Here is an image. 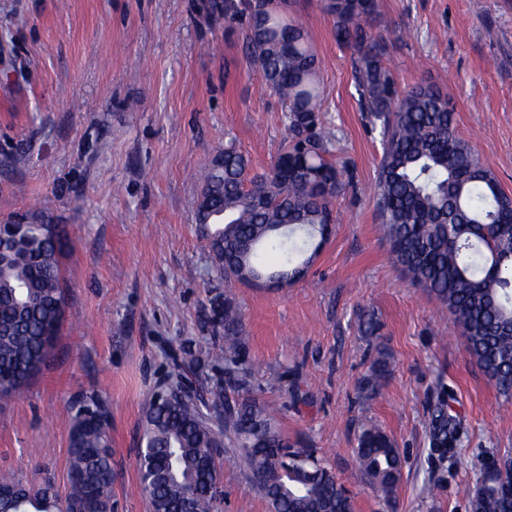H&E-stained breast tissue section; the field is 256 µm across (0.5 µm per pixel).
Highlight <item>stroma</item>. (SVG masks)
<instances>
[{
    "instance_id": "35a3bbf8",
    "label": "stroma",
    "mask_w": 512,
    "mask_h": 512,
    "mask_svg": "<svg viewBox=\"0 0 512 512\" xmlns=\"http://www.w3.org/2000/svg\"><path fill=\"white\" fill-rule=\"evenodd\" d=\"M203 0H0V223L63 225L65 317L49 366L0 400V472L69 488V408L101 389L112 416L113 512H152L136 467L145 401L165 353L194 339L211 297L231 293L257 385L290 443L314 449L354 512H469L486 458H512V401L467 353L459 327L389 258L369 188L381 147L365 129L353 51L321 0H288L313 33L323 111L353 183L308 274L288 287L225 283L193 217L199 174L235 143L269 169L283 105L250 65L245 24ZM374 33L398 88L437 85L458 131L512 194V0H380ZM374 312L378 335L358 319ZM384 386L365 381L379 355ZM460 422L454 458L430 445L440 393ZM402 458L395 492L358 459L366 425ZM224 512H270L244 464L218 456Z\"/></svg>"
}]
</instances>
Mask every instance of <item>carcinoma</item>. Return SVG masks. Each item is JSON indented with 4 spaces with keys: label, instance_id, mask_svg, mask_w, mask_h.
<instances>
[{
    "label": "carcinoma",
    "instance_id": "carcinoma-1",
    "mask_svg": "<svg viewBox=\"0 0 512 512\" xmlns=\"http://www.w3.org/2000/svg\"><path fill=\"white\" fill-rule=\"evenodd\" d=\"M285 0H207L213 21L241 18L246 52L285 106L288 140L270 169L257 172L232 143L208 166L195 224L217 276L295 278L335 223L333 202L350 182L339 138L321 115L322 90L311 33ZM338 44L352 48L354 87L381 156L370 192L392 263L434 294L461 327L476 365L512 398V197L457 132L456 113L431 84L400 92L376 50L379 0H324ZM0 255V399L19 393L47 365L65 310L58 224H12ZM207 324L224 341L199 353L193 341L168 356V382L146 401L136 466L152 512H218L209 491L217 450L238 451L270 512H353L351 497L312 453L295 449L254 397L251 368L237 338L240 313L224 296ZM208 373L196 386L202 368ZM69 489L36 487L0 474V512H112V422L108 401L90 389L69 408ZM458 420L442 399L432 416L434 448L456 441ZM358 458L372 484L395 491L400 454L377 426L362 429ZM470 512H512V466L483 473Z\"/></svg>",
    "mask_w": 512,
    "mask_h": 512
}]
</instances>
